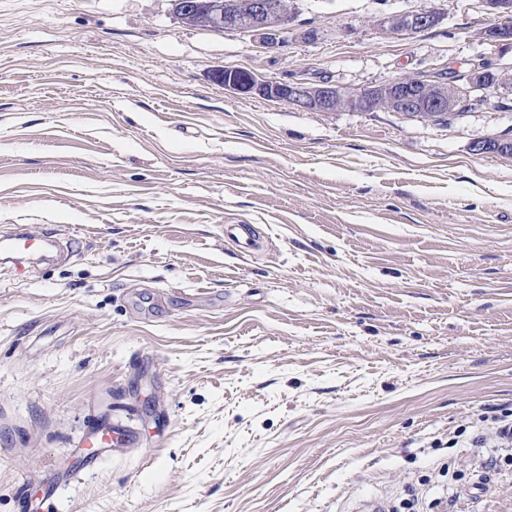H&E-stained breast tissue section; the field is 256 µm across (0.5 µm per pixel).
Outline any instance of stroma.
Here are the masks:
<instances>
[{
  "mask_svg": "<svg viewBox=\"0 0 512 512\" xmlns=\"http://www.w3.org/2000/svg\"><path fill=\"white\" fill-rule=\"evenodd\" d=\"M287 47L172 0H0V512H512L472 447L512 411V91L446 125L242 98L512 67L485 0H288ZM436 11L415 35L383 17ZM243 224L251 246L224 240ZM120 427L86 467L83 439ZM55 230L33 232L26 224H11L1 229V260L10 259L17 275L27 276L51 258L64 257L66 246Z\"/></svg>",
  "mask_w": 512,
  "mask_h": 512,
  "instance_id": "obj_1",
  "label": "stroma"
}]
</instances>
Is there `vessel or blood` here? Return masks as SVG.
I'll list each match as a JSON object with an SVG mask.
<instances>
[{"label": "vessel or blood", "instance_id": "vessel-or-blood-1", "mask_svg": "<svg viewBox=\"0 0 512 512\" xmlns=\"http://www.w3.org/2000/svg\"><path fill=\"white\" fill-rule=\"evenodd\" d=\"M64 253L65 247L55 230L36 233L25 224L0 229V257L13 262L17 275L35 273L46 261Z\"/></svg>", "mask_w": 512, "mask_h": 512}]
</instances>
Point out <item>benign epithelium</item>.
Returning a JSON list of instances; mask_svg holds the SVG:
<instances>
[{
	"instance_id": "obj_1",
	"label": "benign epithelium",
	"mask_w": 512,
	"mask_h": 512,
	"mask_svg": "<svg viewBox=\"0 0 512 512\" xmlns=\"http://www.w3.org/2000/svg\"><path fill=\"white\" fill-rule=\"evenodd\" d=\"M175 13L185 24H205L212 29L239 30L259 36L263 46L279 50L288 44L293 23L286 0H209L205 14L198 13V0H173ZM439 15L425 11L382 19L390 31L416 34L435 26ZM215 78L224 89L241 97L259 96L278 100L299 109L334 112L349 108L358 112L385 109L410 117L459 112L480 100L478 92L491 87H512V73L496 66L488 70L474 63L464 73L448 80L437 77L405 78L351 92L334 84L287 82L237 69H218Z\"/></svg>"
}]
</instances>
